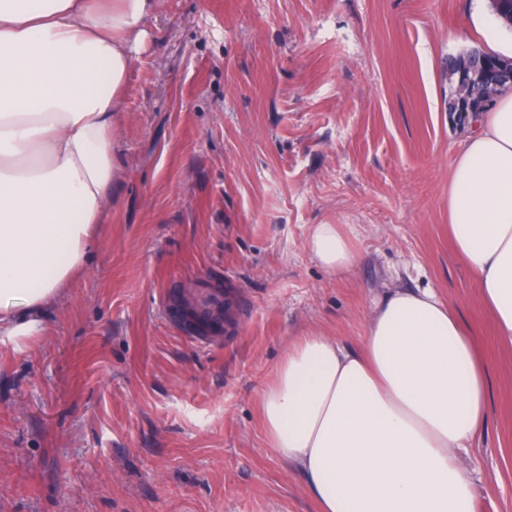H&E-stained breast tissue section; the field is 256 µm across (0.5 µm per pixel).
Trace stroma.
Segmentation results:
<instances>
[{
	"instance_id": "1",
	"label": "stroma",
	"mask_w": 512,
	"mask_h": 512,
	"mask_svg": "<svg viewBox=\"0 0 512 512\" xmlns=\"http://www.w3.org/2000/svg\"><path fill=\"white\" fill-rule=\"evenodd\" d=\"M490 0H163L125 85L123 166L90 268L44 336L0 335V512H319L268 448L260 399L307 330L361 351L389 288L433 291L474 338L476 512H512V347L448 236V60ZM336 224L357 261H311ZM223 288L202 345L170 319ZM311 260L334 276H341L356 262L350 239L336 224H314L307 240Z\"/></svg>"
}]
</instances>
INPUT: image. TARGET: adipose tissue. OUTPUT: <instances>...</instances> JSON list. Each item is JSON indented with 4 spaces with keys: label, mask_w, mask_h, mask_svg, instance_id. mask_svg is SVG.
Wrapping results in <instances>:
<instances>
[{
    "label": "adipose tissue",
    "mask_w": 512,
    "mask_h": 512,
    "mask_svg": "<svg viewBox=\"0 0 512 512\" xmlns=\"http://www.w3.org/2000/svg\"><path fill=\"white\" fill-rule=\"evenodd\" d=\"M162 0H0V333L47 332L45 308L93 260L119 169L128 73ZM451 163L448 228L512 346V96L473 112ZM311 260L340 276L357 256L316 224ZM488 383L454 311L396 288L361 352L296 338L262 394L268 444L321 512H475L461 464Z\"/></svg>",
    "instance_id": "ef3b65f1"
}]
</instances>
